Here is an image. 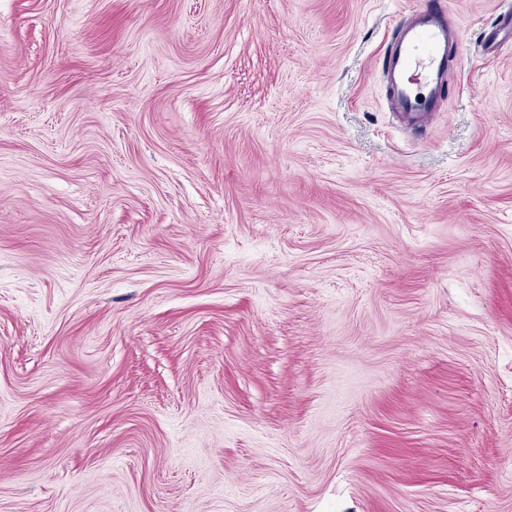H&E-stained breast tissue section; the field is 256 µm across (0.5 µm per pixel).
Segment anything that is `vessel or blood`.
<instances>
[{
  "mask_svg": "<svg viewBox=\"0 0 512 512\" xmlns=\"http://www.w3.org/2000/svg\"><path fill=\"white\" fill-rule=\"evenodd\" d=\"M453 32L444 13L430 10L420 11L401 27L386 63L389 111L408 116L434 110L435 92L448 73Z\"/></svg>",
  "mask_w": 512,
  "mask_h": 512,
  "instance_id": "b4317fda",
  "label": "vessel or blood"
}]
</instances>
